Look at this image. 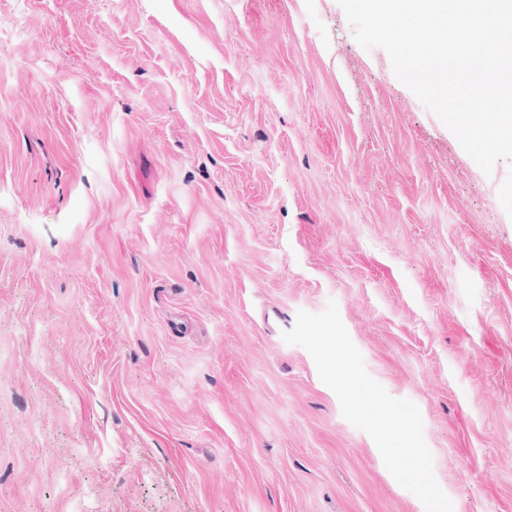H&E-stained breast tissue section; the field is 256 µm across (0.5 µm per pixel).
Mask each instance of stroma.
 <instances>
[{
  "label": "stroma",
  "mask_w": 512,
  "mask_h": 512,
  "mask_svg": "<svg viewBox=\"0 0 512 512\" xmlns=\"http://www.w3.org/2000/svg\"><path fill=\"white\" fill-rule=\"evenodd\" d=\"M338 0H0V512H425L299 311L512 512V218Z\"/></svg>",
  "instance_id": "35a3bbf8"
}]
</instances>
